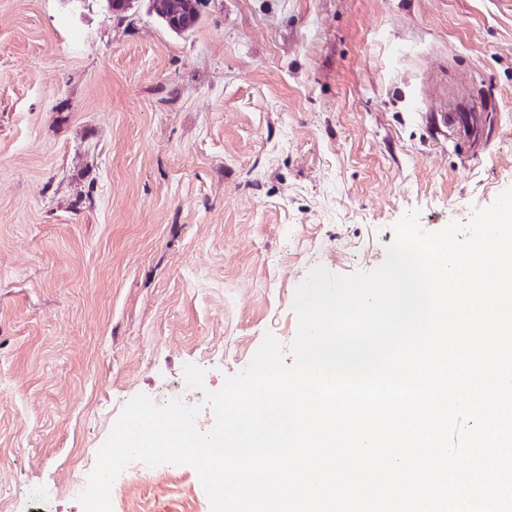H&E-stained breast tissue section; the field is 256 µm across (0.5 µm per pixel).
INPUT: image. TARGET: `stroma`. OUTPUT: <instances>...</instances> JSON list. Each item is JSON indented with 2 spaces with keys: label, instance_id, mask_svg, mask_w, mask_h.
I'll return each instance as SVG.
<instances>
[{
  "label": "stroma",
  "instance_id": "obj_1",
  "mask_svg": "<svg viewBox=\"0 0 512 512\" xmlns=\"http://www.w3.org/2000/svg\"><path fill=\"white\" fill-rule=\"evenodd\" d=\"M483 103L491 156L440 114ZM512 187V0H0V512H84L137 394L178 398L297 333L315 267L370 271L394 224L468 223ZM112 512H210L166 464ZM203 0H151L150 8L167 16L171 27L182 31L193 27L199 20Z\"/></svg>",
  "mask_w": 512,
  "mask_h": 512
}]
</instances>
